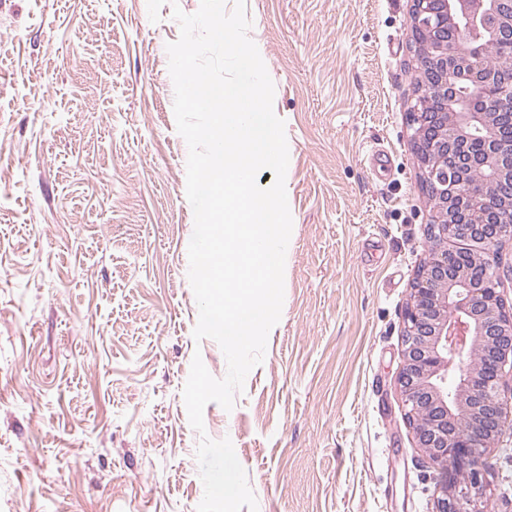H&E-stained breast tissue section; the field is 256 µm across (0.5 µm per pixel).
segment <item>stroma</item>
<instances>
[{
	"label": "stroma",
	"instance_id": "35a3bbf8",
	"mask_svg": "<svg viewBox=\"0 0 512 512\" xmlns=\"http://www.w3.org/2000/svg\"><path fill=\"white\" fill-rule=\"evenodd\" d=\"M0 0V512H196L183 387L194 213L166 46L173 7ZM412 0H246L285 122V298L230 439L258 512H432L405 413L404 309L431 248L409 112ZM391 161L374 172L373 151ZM471 512H512V427Z\"/></svg>",
	"mask_w": 512,
	"mask_h": 512
}]
</instances>
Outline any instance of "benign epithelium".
I'll list each match as a JSON object with an SVG mask.
<instances>
[{
	"label": "benign epithelium",
	"mask_w": 512,
	"mask_h": 512,
	"mask_svg": "<svg viewBox=\"0 0 512 512\" xmlns=\"http://www.w3.org/2000/svg\"><path fill=\"white\" fill-rule=\"evenodd\" d=\"M411 22L426 37L417 57L435 101L412 114L435 220L404 312L398 383L418 447L444 473L436 512H468L459 475L478 486L494 437L512 425V308L500 294L512 268L497 265L512 240V74L482 63L485 39L512 45V0H413Z\"/></svg>",
	"instance_id": "obj_1"
}]
</instances>
